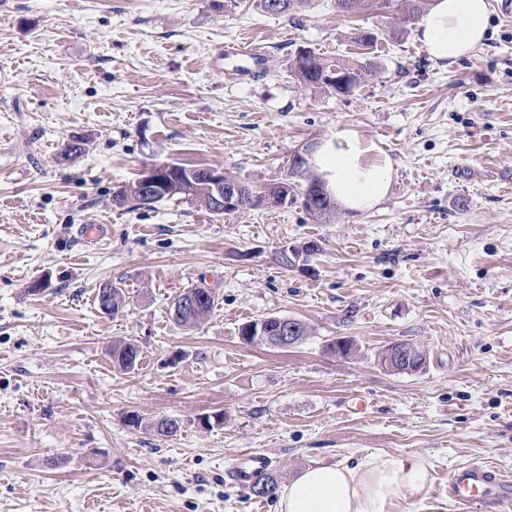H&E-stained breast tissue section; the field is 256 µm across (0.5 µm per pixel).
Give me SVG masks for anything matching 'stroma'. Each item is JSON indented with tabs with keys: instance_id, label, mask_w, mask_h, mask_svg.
<instances>
[{
	"instance_id": "stroma-1",
	"label": "stroma",
	"mask_w": 512,
	"mask_h": 512,
	"mask_svg": "<svg viewBox=\"0 0 512 512\" xmlns=\"http://www.w3.org/2000/svg\"><path fill=\"white\" fill-rule=\"evenodd\" d=\"M482 45L450 68L392 9L353 17L310 0L297 21L257 0H10L0 11V512H275L231 466L263 454L287 483L373 454L429 467L393 512H458L448 474L512 473V18L502 0ZM381 38L375 78L348 95L288 75L302 46L360 59L356 27ZM260 45V77L226 54ZM341 129L390 159V192L317 223L300 205L221 218L185 201L151 209L112 192L155 162L221 168L262 190L299 145ZM82 138L73 160L64 149ZM100 236L88 242L83 227ZM318 244L313 273L285 246ZM39 293H30L34 282ZM119 284L126 305L99 311ZM214 288L210 318L169 314ZM267 315L312 333L286 349L244 343ZM353 339L348 357L326 346ZM141 348L117 370L112 341ZM395 342L428 354L383 369ZM138 414L142 426L127 418ZM216 413L224 421L204 426ZM174 419L161 436L151 423ZM202 295H206L202 296ZM200 297L198 299V305L196 307L186 308L185 310L180 309L181 302L189 297ZM205 298V300H204ZM204 300V301H203ZM216 304V291L212 288H201L199 286L186 288L181 293L175 295L171 302L170 314L172 319L179 325L184 327H194L204 319L208 318L209 315L215 308ZM178 308L176 311L175 308Z\"/></svg>"
}]
</instances>
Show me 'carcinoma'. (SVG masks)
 I'll use <instances>...</instances> for the list:
<instances>
[{"label":"carcinoma","instance_id":"carcinoma-1","mask_svg":"<svg viewBox=\"0 0 512 512\" xmlns=\"http://www.w3.org/2000/svg\"><path fill=\"white\" fill-rule=\"evenodd\" d=\"M264 11L269 14L283 15L291 20H296L299 9L308 4L309 0H276L278 8L269 7L270 0H260ZM426 0H396L392 4L388 0H336V8L348 15L359 14L374 7L390 8L395 7L398 14V21L408 23L417 18L423 11ZM290 75L296 80L299 87L304 89L323 88L333 91L338 95H345L358 89L367 83L376 73V64L370 59L365 61L349 62L341 59L336 62H328L307 47L299 48L295 55L288 62ZM320 177L309 173V165L302 163L296 167L290 166L288 176L283 184L288 186L285 200L287 204L298 203L316 221L322 224H330L336 218V204H332L325 198H317L310 185ZM213 192L209 184L197 179L191 195H186L173 188L164 193L157 194L156 202L160 203L169 200H186L196 203L198 207L207 211L210 215L220 218L226 215L212 205ZM205 296V300L198 301L195 307L180 309L181 302L189 297ZM112 299V312H117L124 303L122 288L116 285H108L101 288L96 294V302L100 303L104 298ZM216 291L212 288H201L199 286L186 288L175 295L171 302L170 314L172 319L184 327H194L209 315L215 308ZM112 362L119 368L129 371L134 369L141 356V350L137 344L129 340H123L112 345L110 349ZM265 485L267 493L260 495L256 488ZM279 483L271 473H260L250 485V494L255 497L274 499L277 496Z\"/></svg>","mask_w":512,"mask_h":512}]
</instances>
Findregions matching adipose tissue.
<instances>
[{"mask_svg": "<svg viewBox=\"0 0 512 512\" xmlns=\"http://www.w3.org/2000/svg\"><path fill=\"white\" fill-rule=\"evenodd\" d=\"M490 14L489 0H433L416 36L431 60L448 68L483 43ZM365 154L356 134L341 131L313 156L330 191L352 211L373 208L391 185L390 161H369ZM428 481V468L417 458L370 455L352 467L310 466L280 489L276 512H391L398 500L420 496Z\"/></svg>", "mask_w": 512, "mask_h": 512, "instance_id": "1", "label": "adipose tissue"}]
</instances>
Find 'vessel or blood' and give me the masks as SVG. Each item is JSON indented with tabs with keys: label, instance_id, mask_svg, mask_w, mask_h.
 <instances>
[{
	"label": "vessel or blood",
	"instance_id": "obj_1",
	"mask_svg": "<svg viewBox=\"0 0 512 512\" xmlns=\"http://www.w3.org/2000/svg\"><path fill=\"white\" fill-rule=\"evenodd\" d=\"M268 465L266 457L250 455L233 474L243 484L266 470ZM448 495L460 504L463 512H480L490 501L502 510L512 504V476L482 465L457 468L448 474Z\"/></svg>",
	"mask_w": 512,
	"mask_h": 512
}]
</instances>
